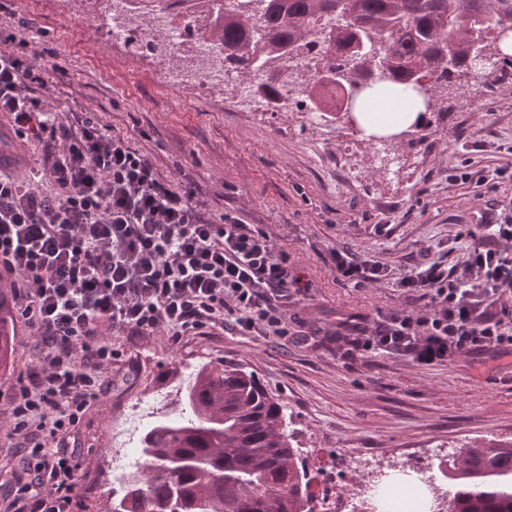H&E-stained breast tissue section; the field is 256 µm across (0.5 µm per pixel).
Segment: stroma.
Instances as JSON below:
<instances>
[{
    "instance_id": "1",
    "label": "stroma",
    "mask_w": 512,
    "mask_h": 512,
    "mask_svg": "<svg viewBox=\"0 0 512 512\" xmlns=\"http://www.w3.org/2000/svg\"><path fill=\"white\" fill-rule=\"evenodd\" d=\"M108 0H0V26L56 53L63 75L46 98L58 118L95 112L114 132L131 137L167 183L192 180L210 213H243L287 251L292 270L312 285L289 309L306 344L275 336H239L214 327L170 345L165 333L124 349L105 376V392L86 413L76 447L88 459L78 475L87 512H107L112 479L107 458L114 419L137 399L160 394L163 408L183 398L189 371L231 363L251 371L286 405L296 423L295 445L316 481L346 484L345 459L412 452L434 458L463 442L512 439V371L489 356H455L426 365L380 354L340 358L337 334L378 312L413 310L414 299L391 282L356 290L336 283L329 257L337 248L395 271L412 267L459 225L482 213L512 217V181L481 194L477 180L512 164V82L480 96V109L458 97L449 112L395 140L401 166L381 169L370 143L343 123L308 124L304 108L288 103L264 111L235 97L237 74L223 92L166 83L167 56L140 47L127 54L101 22ZM388 223L386 234L376 226ZM23 323L13 351L0 361V390L11 391L37 362Z\"/></svg>"
}]
</instances>
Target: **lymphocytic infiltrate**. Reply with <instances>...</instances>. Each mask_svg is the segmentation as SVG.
I'll return each mask as SVG.
<instances>
[{
    "label": "lymphocytic infiltrate",
    "instance_id": "f902f5d3",
    "mask_svg": "<svg viewBox=\"0 0 512 512\" xmlns=\"http://www.w3.org/2000/svg\"><path fill=\"white\" fill-rule=\"evenodd\" d=\"M51 48L33 50L0 28V112L43 147L28 178L0 156V280L40 350L27 383L7 396L19 444L13 486L0 512H81L83 456L68 447L103 375L116 338L135 344L166 332L171 344L215 325L238 335L290 333L288 308L311 291L287 252L238 213L209 214L194 182H162L128 136L97 116L57 120L44 98ZM51 191H44L43 183ZM462 256L423 258L397 274L347 249L331 253L343 286L390 279L422 306L350 326L347 358L389 354L434 364L453 355L512 358V218L464 224Z\"/></svg>",
    "mask_w": 512,
    "mask_h": 512
}]
</instances>
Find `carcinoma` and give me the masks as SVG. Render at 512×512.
<instances>
[{
    "mask_svg": "<svg viewBox=\"0 0 512 512\" xmlns=\"http://www.w3.org/2000/svg\"><path fill=\"white\" fill-rule=\"evenodd\" d=\"M508 33L512 0H266L259 19L224 9L215 31L225 66L268 68L260 95L288 101V85H296L303 102L333 114L380 62L386 75L368 87L423 80V99L444 103L511 80L512 56L480 82L474 67L475 47L490 49ZM303 58L311 75L281 82L280 68ZM8 315L0 317V361L13 343ZM185 401L191 416L145 431L142 472L126 497L112 499L111 512H316L293 418L253 374L206 365L189 380ZM445 477L454 488L449 512H512V439L459 445Z\"/></svg>",
    "mask_w": 512,
    "mask_h": 512,
    "instance_id": "carcinoma-1",
    "label": "carcinoma"
}]
</instances>
